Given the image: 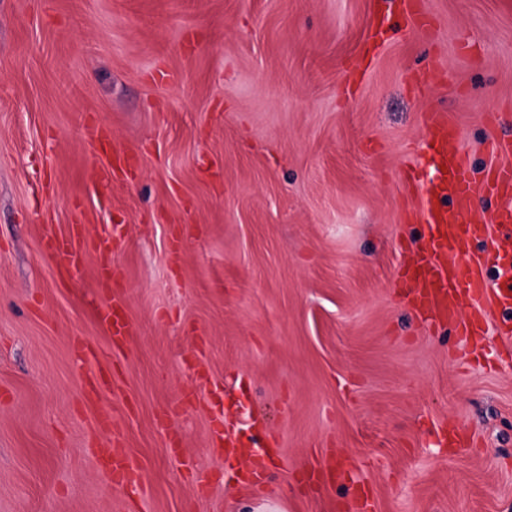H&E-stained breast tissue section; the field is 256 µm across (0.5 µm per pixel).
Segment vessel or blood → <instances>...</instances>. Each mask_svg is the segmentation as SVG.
<instances>
[{
	"label": "vessel or blood",
	"instance_id": "vessel-or-blood-1",
	"mask_svg": "<svg viewBox=\"0 0 512 512\" xmlns=\"http://www.w3.org/2000/svg\"><path fill=\"white\" fill-rule=\"evenodd\" d=\"M458 137L457 128L442 113L426 114L423 145L431 175L426 178L407 169L403 179L421 193L419 204L407 210L406 220L426 224L429 234L402 276L409 284L406 302L415 315L428 324H451L466 340L478 335L489 307L512 315V142L488 141L486 151L494 162L477 182L468 155L454 146ZM481 198H497L503 205L485 220L476 210ZM81 239L77 229L44 241L59 274L72 275L80 266ZM94 248L103 259L97 273L99 290L107 296L99 319L117 346L129 336L130 324L123 302L111 295L112 242L102 238ZM101 465L114 486L134 489L142 483V471L121 438H113Z\"/></svg>",
	"mask_w": 512,
	"mask_h": 512
}]
</instances>
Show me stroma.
Returning <instances> with one entry per match:
<instances>
[{
  "instance_id": "35a3bbf8",
  "label": "stroma",
  "mask_w": 512,
  "mask_h": 512,
  "mask_svg": "<svg viewBox=\"0 0 512 512\" xmlns=\"http://www.w3.org/2000/svg\"><path fill=\"white\" fill-rule=\"evenodd\" d=\"M424 8L0 0V512H338L358 488L373 512H512V335L496 312L474 342L425 325L400 280L428 233L401 178L428 165L426 112L478 176L512 140V0ZM117 152L136 168L98 181ZM76 225L112 238L123 350L98 253L62 279L43 248ZM201 383L222 405L161 427ZM102 411L141 493L98 465ZM220 420L265 451L260 485L214 447ZM450 423L475 447L442 446ZM327 448L343 479L302 485ZM99 320L105 324L112 336V345L123 344L130 334V324L125 315L124 304L118 298H108L99 307Z\"/></svg>"
}]
</instances>
